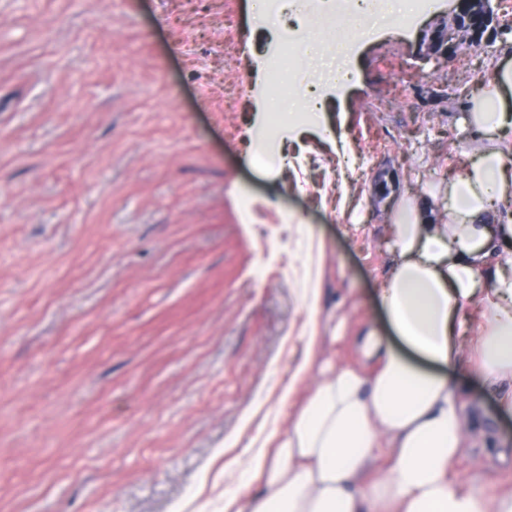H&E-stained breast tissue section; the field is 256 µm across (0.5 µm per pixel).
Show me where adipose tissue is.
<instances>
[{
  "mask_svg": "<svg viewBox=\"0 0 512 512\" xmlns=\"http://www.w3.org/2000/svg\"><path fill=\"white\" fill-rule=\"evenodd\" d=\"M464 122L479 142L440 195L403 201L391 226L394 265L380 296L387 322L425 366L385 346L376 329L360 338L380 360L373 376L329 368L301 402L286 431L247 448L261 481L225 496L224 512H512V490L486 500L451 478L472 437L464 390L451 377L473 357L488 388L512 380V277L486 281L492 254L512 247V65L487 72ZM485 306L476 336L463 339L468 306Z\"/></svg>",
  "mask_w": 512,
  "mask_h": 512,
  "instance_id": "adipose-tissue-1",
  "label": "adipose tissue"
}]
</instances>
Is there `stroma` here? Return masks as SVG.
<instances>
[{
  "instance_id": "stroma-1",
  "label": "stroma",
  "mask_w": 512,
  "mask_h": 512,
  "mask_svg": "<svg viewBox=\"0 0 512 512\" xmlns=\"http://www.w3.org/2000/svg\"><path fill=\"white\" fill-rule=\"evenodd\" d=\"M479 45L424 58L432 0L358 42L320 134L252 161L274 24L253 0H0V512H222L316 318L321 357L370 368L392 200L475 147L470 96L512 63V0ZM319 278L316 313L300 278ZM480 411L454 476L512 486V411Z\"/></svg>"
}]
</instances>
